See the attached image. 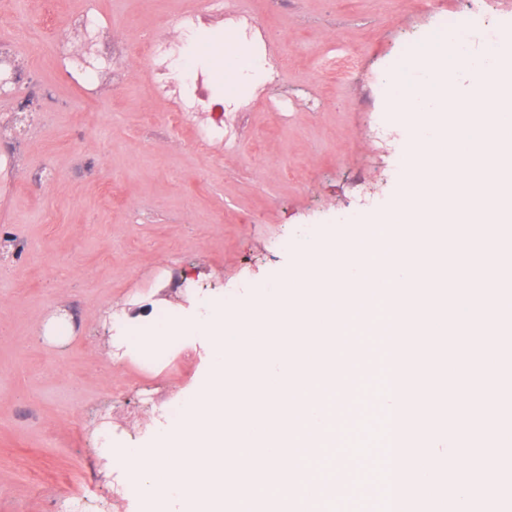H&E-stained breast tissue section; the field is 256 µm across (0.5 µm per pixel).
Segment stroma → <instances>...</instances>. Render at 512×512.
Wrapping results in <instances>:
<instances>
[{
	"instance_id": "1",
	"label": "stroma",
	"mask_w": 512,
	"mask_h": 512,
	"mask_svg": "<svg viewBox=\"0 0 512 512\" xmlns=\"http://www.w3.org/2000/svg\"><path fill=\"white\" fill-rule=\"evenodd\" d=\"M194 0H0V17L44 51L25 60L23 83L0 94V114L19 113L16 133L0 136V512H140L123 471L98 451L148 446L166 424L164 407L207 367L198 340L173 346L148 368L107 355L110 312L191 309L199 292L240 301L261 283L280 285L296 255L276 246L305 231L370 219L396 196L403 131L372 136L386 107L384 84L396 61L456 17L480 49L485 24L512 25V0H221L187 65L224 89V61L207 53L211 25L232 32L250 16L267 48L287 51L280 80L250 82L224 120L233 147L197 146L192 126L172 130L170 102L151 91L133 48L168 30ZM87 16L112 34L94 69L65 60L60 45L84 37ZM321 106L312 112L310 99ZM287 100L278 114L273 102ZM67 315L64 342L48 325ZM390 365L377 358L364 381L371 408L336 434L337 456L353 454L366 428H381ZM380 454L362 455L359 495L338 512H373Z\"/></svg>"
}]
</instances>
